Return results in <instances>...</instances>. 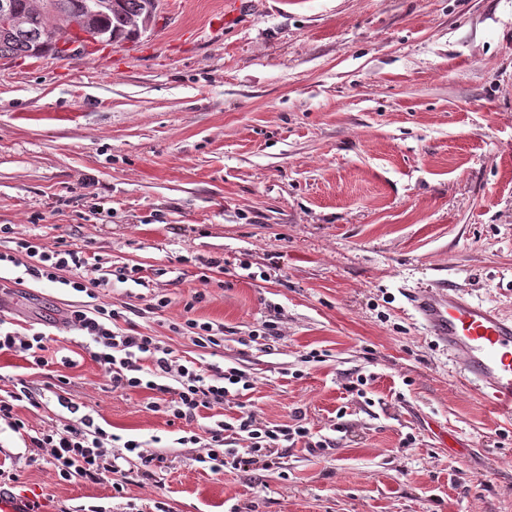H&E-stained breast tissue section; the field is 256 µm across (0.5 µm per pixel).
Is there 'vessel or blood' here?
Instances as JSON below:
<instances>
[{
    "mask_svg": "<svg viewBox=\"0 0 512 512\" xmlns=\"http://www.w3.org/2000/svg\"><path fill=\"white\" fill-rule=\"evenodd\" d=\"M415 313L446 347L464 385L499 414L512 417V316L446 281L413 292Z\"/></svg>",
    "mask_w": 512,
    "mask_h": 512,
    "instance_id": "1",
    "label": "vessel or blood"
}]
</instances>
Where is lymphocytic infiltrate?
I'll return each instance as SVG.
<instances>
[{
  "label": "lymphocytic infiltrate",
  "mask_w": 512,
  "mask_h": 512,
  "mask_svg": "<svg viewBox=\"0 0 512 512\" xmlns=\"http://www.w3.org/2000/svg\"><path fill=\"white\" fill-rule=\"evenodd\" d=\"M72 237L67 231L48 244L40 235H21L12 225L1 224L0 295L28 280L85 294V301L72 307L67 324L84 338L91 358L103 367L107 388L124 394L150 392L149 410L165 415L169 425L181 428L177 443L194 449L197 462L221 475L231 470L272 468L279 448L286 445L300 444L312 451L334 447L333 439L307 427L299 410L287 421L271 423L255 406L245 405L237 415L216 421L207 436L192 431L201 410L223 408L254 387L239 364L215 363V356L224 349V330L196 315L201 304L210 299L207 284L224 270L223 257L200 262L197 277L203 287L184 300L181 319L169 325L171 332L188 339L200 352L199 357H187L162 337L141 332L137 324L139 318L169 307L167 295H153L141 307L104 300L103 291L114 284H142L141 267L112 264L99 252L78 247ZM49 350L48 334L19 331L0 317V353L17 356L30 368L46 370L54 363ZM45 398V393L33 390L25 380H13L10 388L0 389V425L20 434L30 450V461H47L59 481L96 483L107 479L113 498L125 499L130 485L146 484L157 470L167 467L165 451L149 449L146 442L135 439L118 441L91 414L82 412L79 403L61 394L56 401L66 410L67 419L31 429L18 408L24 402L41 408Z\"/></svg>",
  "instance_id": "lymphocytic-infiltrate-1"
}]
</instances>
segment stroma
I'll list each match as a JSON object with an SVG mask.
<instances>
[{"label":"stroma","instance_id":"1","mask_svg":"<svg viewBox=\"0 0 512 512\" xmlns=\"http://www.w3.org/2000/svg\"><path fill=\"white\" fill-rule=\"evenodd\" d=\"M86 47L0 59V224L47 243L75 226L141 265L147 286L110 299L168 294L140 326L183 355L167 325L200 287L194 260L224 257L198 314L253 378L244 404L270 422L301 409L336 441L212 474L149 392L106 389L65 324L75 294L25 282L0 309L73 359L67 397L168 448L130 487L138 512H512V419L460 384L408 301L445 278L512 316V0H161L150 31ZM276 312L284 339L249 341ZM314 349L324 362H304ZM369 373L366 398L347 392ZM11 491L44 512L111 494L41 461Z\"/></svg>","mask_w":512,"mask_h":512}]
</instances>
